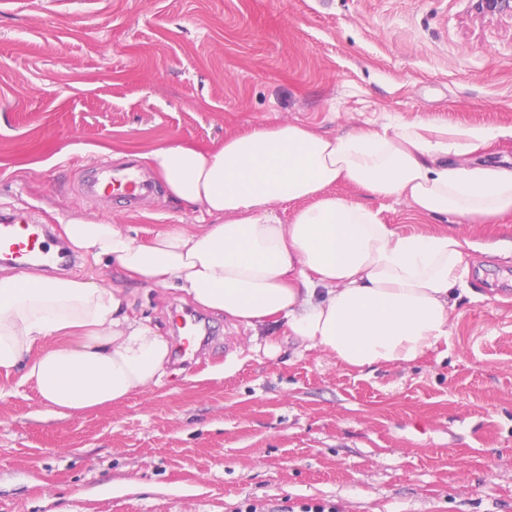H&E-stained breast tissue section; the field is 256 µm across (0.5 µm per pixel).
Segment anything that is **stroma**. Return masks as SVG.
I'll use <instances>...</instances> for the list:
<instances>
[{
	"mask_svg": "<svg viewBox=\"0 0 512 512\" xmlns=\"http://www.w3.org/2000/svg\"><path fill=\"white\" fill-rule=\"evenodd\" d=\"M434 116L512 124V17L472 0H0V208L53 225L77 212L138 242L210 216L165 198L138 211L76 193L99 159L191 142L208 150L266 123L331 134ZM387 223L487 244L450 335L412 363L359 371L274 331L201 311L175 287L81 257L55 276L125 288L170 335L172 308L214 337L196 368L54 415L23 368L0 371V512H512V218L425 219L382 201ZM236 359V368L212 375Z\"/></svg>",
	"mask_w": 512,
	"mask_h": 512,
	"instance_id": "1",
	"label": "stroma"
}]
</instances>
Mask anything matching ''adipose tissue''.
<instances>
[{
    "mask_svg": "<svg viewBox=\"0 0 512 512\" xmlns=\"http://www.w3.org/2000/svg\"><path fill=\"white\" fill-rule=\"evenodd\" d=\"M503 139H512V125L429 117L337 136L297 123L259 125L206 152L175 143L145 156L169 197L214 223L194 232L173 224L144 243L100 220L72 219L63 232L129 280L177 284L197 305L255 331L284 326L342 365L409 363L448 337L450 297L471 289L470 243L402 230L370 201L403 198L421 216L498 223L512 214V165L481 155ZM339 185L367 201L336 193ZM287 204L285 223L275 208ZM129 309L118 287L0 276V370L24 366L25 380L61 416L160 385L170 343Z\"/></svg>",
    "mask_w": 512,
    "mask_h": 512,
    "instance_id": "ef3b65f1",
    "label": "adipose tissue"
}]
</instances>
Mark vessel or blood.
<instances>
[{"mask_svg": "<svg viewBox=\"0 0 512 512\" xmlns=\"http://www.w3.org/2000/svg\"><path fill=\"white\" fill-rule=\"evenodd\" d=\"M156 191V183L136 161L123 165L97 162L88 178L81 181L78 195L86 202L115 201L130 211L136 210ZM59 252L46 225L21 212L0 214V262L17 267L35 260L50 267L58 262Z\"/></svg>", "mask_w": 512, "mask_h": 512, "instance_id": "1", "label": "vessel or blood"}]
</instances>
